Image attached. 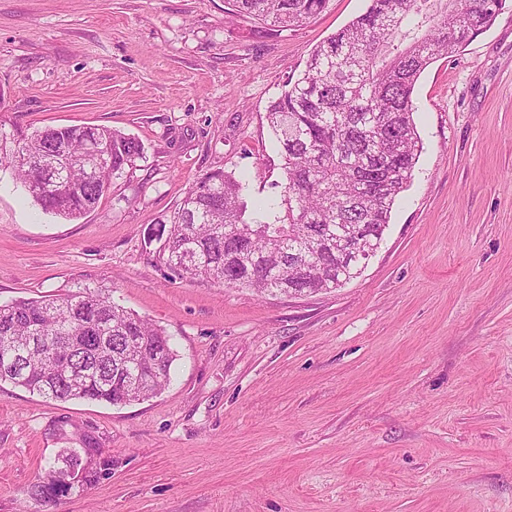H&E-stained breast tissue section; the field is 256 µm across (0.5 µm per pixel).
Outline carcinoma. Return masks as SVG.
<instances>
[{
  "instance_id": "1",
  "label": "carcinoma",
  "mask_w": 512,
  "mask_h": 512,
  "mask_svg": "<svg viewBox=\"0 0 512 512\" xmlns=\"http://www.w3.org/2000/svg\"><path fill=\"white\" fill-rule=\"evenodd\" d=\"M328 0H227L229 14L249 15L277 28L301 25ZM428 0H370L364 13L317 44L305 68L287 77L267 120L284 160L280 202L266 213L248 209L244 186L216 171L200 178L180 207L151 238L158 256L184 277H205L256 295H303L331 290L357 273L364 259L334 251L298 262L313 234L336 242V228L355 224L375 251L398 196L406 190L423 150L413 118L412 94L421 73L450 57L488 28L495 16L484 0H448L422 13ZM109 147L101 170L110 181L145 158L143 145L107 126H69L34 131L5 152L17 179L28 187L61 181L71 189L31 195L44 211L77 220L93 210L104 191L86 180V143ZM29 351L17 370L0 362V383L55 401L130 404L170 383L177 354L164 328L126 310L98 291L0 304V356ZM62 449L26 496L45 503L56 489ZM112 469V459L89 457L83 483L63 488L79 494Z\"/></svg>"
}]
</instances>
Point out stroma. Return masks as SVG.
<instances>
[{
  "label": "stroma",
  "instance_id": "stroma-1",
  "mask_svg": "<svg viewBox=\"0 0 512 512\" xmlns=\"http://www.w3.org/2000/svg\"><path fill=\"white\" fill-rule=\"evenodd\" d=\"M276 31L224 0H0V131L108 126L145 157L45 212L0 165V304L79 288L166 329L170 386L127 405L0 384V512L63 448L112 472L48 512H512V0L421 74L423 151L362 273L301 297L178 277L148 233L206 173L277 202L266 109L368 7Z\"/></svg>",
  "mask_w": 512,
  "mask_h": 512
}]
</instances>
